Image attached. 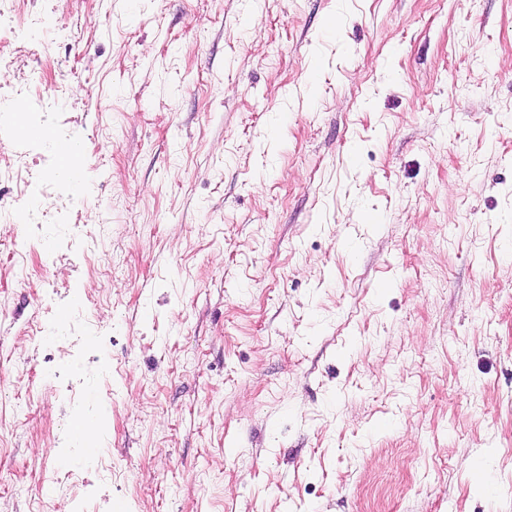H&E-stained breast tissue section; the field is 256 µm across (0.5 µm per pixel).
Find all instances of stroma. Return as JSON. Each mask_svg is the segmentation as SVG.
I'll return each mask as SVG.
<instances>
[{
	"mask_svg": "<svg viewBox=\"0 0 512 512\" xmlns=\"http://www.w3.org/2000/svg\"><path fill=\"white\" fill-rule=\"evenodd\" d=\"M5 24L0 512H512V0Z\"/></svg>",
	"mask_w": 512,
	"mask_h": 512,
	"instance_id": "obj_1",
	"label": "stroma"
}]
</instances>
